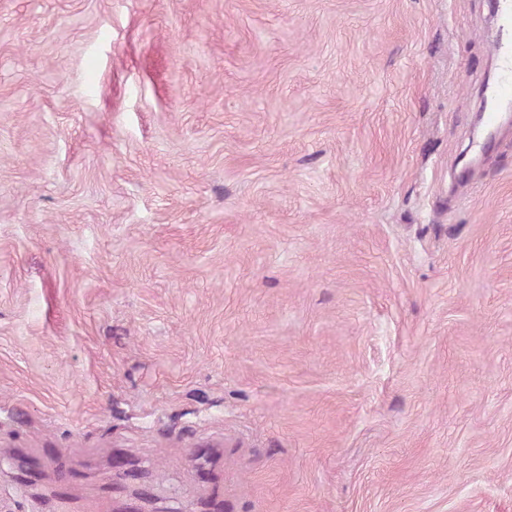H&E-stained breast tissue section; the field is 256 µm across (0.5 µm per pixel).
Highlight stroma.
I'll return each mask as SVG.
<instances>
[{"label": "stroma", "instance_id": "1", "mask_svg": "<svg viewBox=\"0 0 512 512\" xmlns=\"http://www.w3.org/2000/svg\"><path fill=\"white\" fill-rule=\"evenodd\" d=\"M499 27L0 0V512H512Z\"/></svg>", "mask_w": 512, "mask_h": 512}]
</instances>
